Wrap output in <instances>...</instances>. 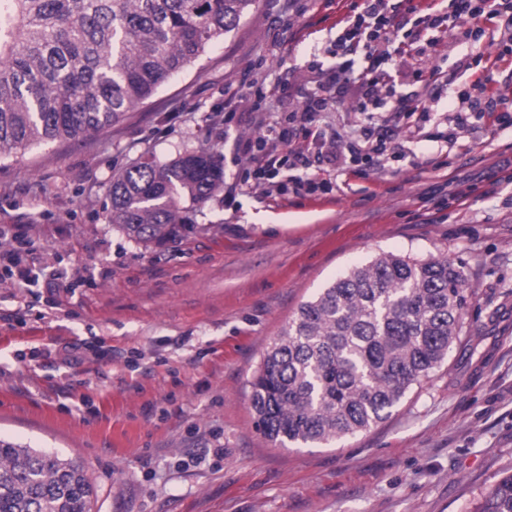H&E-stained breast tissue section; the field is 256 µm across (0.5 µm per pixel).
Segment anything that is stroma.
<instances>
[{
    "mask_svg": "<svg viewBox=\"0 0 512 512\" xmlns=\"http://www.w3.org/2000/svg\"><path fill=\"white\" fill-rule=\"evenodd\" d=\"M351 2L258 0L119 123L0 156V225L32 229L0 247V438L80 460L94 512H472L512 469V127L473 120L444 156L411 143L383 168L337 173L329 195L183 200L192 227L165 246L108 218L113 177L147 154L206 149L240 177L251 115L215 113L247 81L278 103ZM381 252L462 266L459 348L370 431L274 447L250 407L263 353L303 301ZM37 267L64 287H13Z\"/></svg>",
    "mask_w": 512,
    "mask_h": 512,
    "instance_id": "stroma-1",
    "label": "stroma"
}]
</instances>
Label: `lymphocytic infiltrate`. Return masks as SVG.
I'll list each match as a JSON object with an SVG mask.
<instances>
[{
    "mask_svg": "<svg viewBox=\"0 0 512 512\" xmlns=\"http://www.w3.org/2000/svg\"><path fill=\"white\" fill-rule=\"evenodd\" d=\"M489 29L512 43V0H439L414 19L403 12L400 0H364L336 37L333 64L311 63L309 77L291 84L290 94L298 105L286 120L274 118L265 106L263 88H254V133L236 144L237 153L250 160L252 189L266 196L329 193L330 175L337 169L380 168L388 156H401L395 146L398 136L411 139L420 134L414 115L428 116L438 98L435 84L448 82L444 71L433 65L414 73L425 90L424 98L399 95L395 75L402 62L401 44H415L423 51L435 50L445 38L474 45ZM505 58L502 52L494 57L478 52L467 61L475 80L448 98L458 129L487 114L497 124L512 126V108L502 106V93L492 89L498 64ZM340 86L350 91L362 126L346 133L314 129L317 113L328 110ZM285 167L297 170V178L287 185L276 183Z\"/></svg>",
    "mask_w": 512,
    "mask_h": 512,
    "instance_id": "obj_1",
    "label": "lymphocytic infiltrate"
}]
</instances>
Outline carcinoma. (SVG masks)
<instances>
[{"instance_id": "obj_1", "label": "carcinoma", "mask_w": 512, "mask_h": 512, "mask_svg": "<svg viewBox=\"0 0 512 512\" xmlns=\"http://www.w3.org/2000/svg\"><path fill=\"white\" fill-rule=\"evenodd\" d=\"M257 0H0V154L77 140L120 120L224 38ZM224 188L221 158H144L112 178L109 220L162 245L190 224L184 198ZM446 256L383 252L303 302L250 381L276 447L328 444L388 418L460 341L467 303ZM84 466L0 438V512H93ZM472 512H512V471Z\"/></svg>"}]
</instances>
